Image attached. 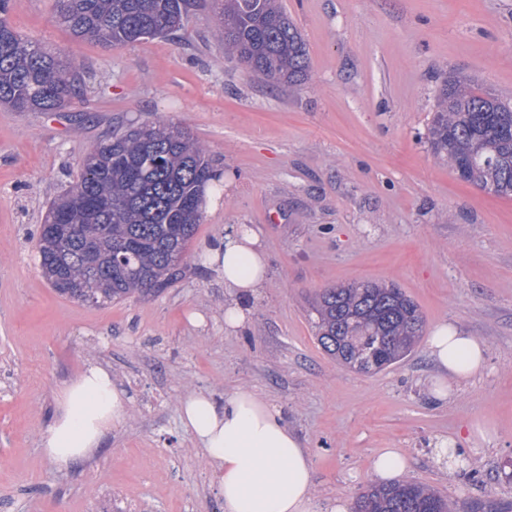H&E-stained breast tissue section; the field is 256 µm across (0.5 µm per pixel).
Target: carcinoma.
<instances>
[{"label": "carcinoma", "mask_w": 512, "mask_h": 512, "mask_svg": "<svg viewBox=\"0 0 512 512\" xmlns=\"http://www.w3.org/2000/svg\"><path fill=\"white\" fill-rule=\"evenodd\" d=\"M197 0H57L55 21L76 41L120 48L183 26ZM0 0V105L16 112H60L83 100L82 72L24 38ZM224 54L260 78L291 88L308 78L306 43L277 0H224L216 14ZM427 140L462 181L512 197V100L471 80L449 77ZM221 182L188 130L158 117L108 135L84 157L77 182L50 202L44 223L60 224L59 248L40 229L37 251L58 292L104 306L159 293L181 274L210 187ZM316 340L363 371L402 360L419 341L424 317L394 284L327 288L312 304ZM358 512H450L438 491L413 481L369 485Z\"/></svg>", "instance_id": "cac0c4a2"}]
</instances>
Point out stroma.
Segmentation results:
<instances>
[{
	"label": "stroma",
	"mask_w": 512,
	"mask_h": 512,
	"mask_svg": "<svg viewBox=\"0 0 512 512\" xmlns=\"http://www.w3.org/2000/svg\"><path fill=\"white\" fill-rule=\"evenodd\" d=\"M311 61L289 90L228 59L215 0L183 29L121 48L74 41L56 0H12V28L77 57L82 102L61 112L0 106V512H222L203 450L180 421L191 391L255 392L302 438L317 502L355 503L376 455L454 512H512V198L460 181L426 140L449 75L512 99V0H280ZM163 116L224 170L180 277L156 294L95 306L59 295L35 242L49 201L108 133ZM254 228L269 277L249 320L224 330L232 299L206 251ZM396 284L426 328L445 321L487 346L482 375L441 400L426 342L377 373L318 345L309 301L325 288ZM111 369L123 422L83 467L59 471L41 435L56 396L90 365ZM465 462L445 469L438 440ZM408 467V458L391 448H386L377 455L372 464L375 476L383 480L404 472Z\"/></svg>",
	"instance_id": "1"
}]
</instances>
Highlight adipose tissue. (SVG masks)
<instances>
[{
	"instance_id": "ef3b65f1",
	"label": "adipose tissue",
	"mask_w": 512,
	"mask_h": 512,
	"mask_svg": "<svg viewBox=\"0 0 512 512\" xmlns=\"http://www.w3.org/2000/svg\"><path fill=\"white\" fill-rule=\"evenodd\" d=\"M210 263L234 290L237 302L224 310V329L247 320L243 300L265 282L268 258L258 233L241 227L208 250ZM436 376L432 393L444 398L445 381L462 383L482 373L486 348L458 327L440 323L428 339ZM126 398L101 366L84 369L58 395L52 424L41 437L44 454L58 470L80 467L100 450L124 417ZM180 420L203 449L224 496V512H317L311 462L299 436L278 411L240 388L217 400L204 393L184 397Z\"/></svg>"
}]
</instances>
